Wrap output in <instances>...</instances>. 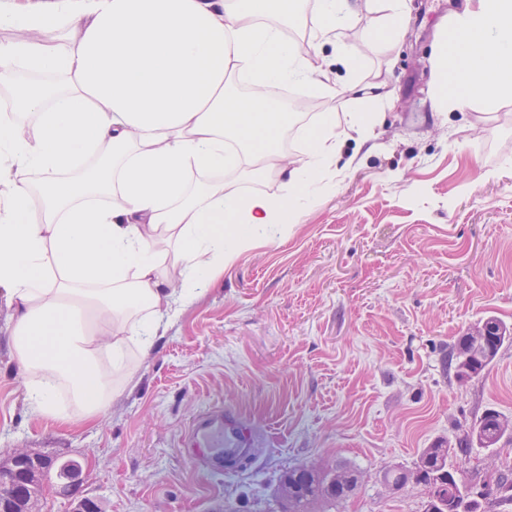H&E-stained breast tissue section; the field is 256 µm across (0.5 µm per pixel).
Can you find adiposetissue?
<instances>
[{
	"mask_svg": "<svg viewBox=\"0 0 512 512\" xmlns=\"http://www.w3.org/2000/svg\"><path fill=\"white\" fill-rule=\"evenodd\" d=\"M297 0H24L2 12L0 298L13 308L11 341L29 375L33 410L55 413L57 385L81 414L117 395L130 347L150 350L210 288L256 232L299 223L347 139L372 125L320 114L300 162L281 154L288 114L266 87L297 82L319 97L382 101V86L338 83L359 65L340 39L357 0H317L306 45L282 31ZM67 31V44L53 33ZM37 80L20 87L19 72ZM250 79L245 95L226 77ZM63 76L64 86L44 82ZM435 113L512 99V0H464L433 52ZM248 169L286 180L288 196L244 195L224 181ZM41 173L40 186L26 175Z\"/></svg>",
	"mask_w": 512,
	"mask_h": 512,
	"instance_id": "adipose-tissue-1",
	"label": "adipose tissue"
}]
</instances>
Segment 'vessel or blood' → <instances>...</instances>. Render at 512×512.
Returning a JSON list of instances; mask_svg holds the SVG:
<instances>
[{"label":"vessel or blood","mask_w":512,"mask_h":512,"mask_svg":"<svg viewBox=\"0 0 512 512\" xmlns=\"http://www.w3.org/2000/svg\"><path fill=\"white\" fill-rule=\"evenodd\" d=\"M184 445L196 464L210 473L221 474L248 461L252 440L236 414L212 405L192 418Z\"/></svg>","instance_id":"obj_1"}]
</instances>
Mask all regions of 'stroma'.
<instances>
[{
    "mask_svg": "<svg viewBox=\"0 0 512 512\" xmlns=\"http://www.w3.org/2000/svg\"><path fill=\"white\" fill-rule=\"evenodd\" d=\"M462 0H406L405 33L366 40L385 23L382 0H360L343 43L356 80L385 82L389 101L327 100L337 119L366 114L371 145L348 141L350 171L286 235L263 231L169 324L149 351L132 349L133 380L97 418L36 413L0 302V460L26 448L78 461L77 490L48 475L43 512H278L281 472L344 464L364 480L335 512H422L411 470L425 448L452 445L493 409L512 421V344L476 378L447 356L490 317L512 328V101L433 116L432 47ZM221 403L251 429L248 464L213 476L182 439L191 418ZM512 468V441L457 461L483 484L484 461Z\"/></svg>",
    "mask_w": 512,
    "mask_h": 512,
    "instance_id": "stroma-1",
    "label": "stroma"
}]
</instances>
